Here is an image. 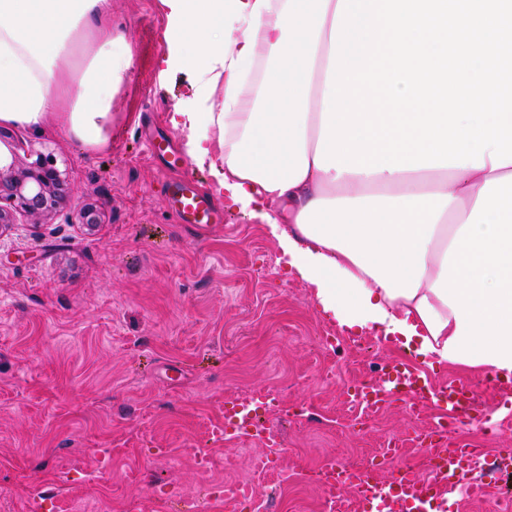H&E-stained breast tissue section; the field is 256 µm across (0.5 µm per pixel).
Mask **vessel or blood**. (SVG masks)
Instances as JSON below:
<instances>
[{"label":"vessel or blood","instance_id":"b4317fda","mask_svg":"<svg viewBox=\"0 0 512 512\" xmlns=\"http://www.w3.org/2000/svg\"><path fill=\"white\" fill-rule=\"evenodd\" d=\"M168 188L169 204L181 223L218 224L223 220V209L192 180L174 179ZM350 399L371 412L399 400L411 401L418 409L429 403L442 407L443 415L426 431L430 475L421 477L413 465L404 462L401 448L392 442L387 448L389 459L396 465L391 479H382L372 469L349 468L331 460L317 472L318 482L327 494L352 492L359 501L360 512H423L426 505L439 499L442 491L461 483L475 497L487 495L486 482L472 476L480 450L458 445L450 439L455 426L468 424L479 411L473 384L458 379L435 387L411 365L388 362L379 381L354 385ZM224 429L239 436L250 432V424L240 418L235 402L224 405Z\"/></svg>","mask_w":512,"mask_h":512}]
</instances>
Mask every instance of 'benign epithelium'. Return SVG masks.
Listing matches in <instances>:
<instances>
[{
	"mask_svg": "<svg viewBox=\"0 0 512 512\" xmlns=\"http://www.w3.org/2000/svg\"><path fill=\"white\" fill-rule=\"evenodd\" d=\"M18 144L0 131V234L30 217L45 222L67 203L65 179L47 158L16 166Z\"/></svg>",
	"mask_w": 512,
	"mask_h": 512,
	"instance_id": "obj_1",
	"label": "benign epithelium"
}]
</instances>
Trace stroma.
Listing matches in <instances>:
<instances>
[{"mask_svg": "<svg viewBox=\"0 0 512 512\" xmlns=\"http://www.w3.org/2000/svg\"><path fill=\"white\" fill-rule=\"evenodd\" d=\"M165 27L159 0H112L107 29L133 66L105 146L10 129L21 165L49 156L72 203L0 238V512H160L186 493L216 512L214 486L244 479L265 512H326L308 469L368 463L392 440L409 463L427 454L411 429L433 409L345 405L348 386L407 352L365 333L325 353L320 336L339 328L265 224L230 208L209 227L172 214L170 173L147 141L161 134L182 148L169 114L195 86L189 71H162ZM77 202L100 224L73 223ZM475 384L481 412L455 439L512 448V388ZM257 391L286 408L270 423L283 448L273 474L253 467L265 443L224 435L225 402ZM509 494L512 472L481 499L455 486L437 512H499Z\"/></svg>", "mask_w": 512, "mask_h": 512, "instance_id": "35a3bbf8", "label": "stroma"}]
</instances>
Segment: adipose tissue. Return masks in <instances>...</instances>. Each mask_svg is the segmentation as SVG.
<instances>
[{"instance_id": "1", "label": "adipose tissue", "mask_w": 512, "mask_h": 512, "mask_svg": "<svg viewBox=\"0 0 512 512\" xmlns=\"http://www.w3.org/2000/svg\"><path fill=\"white\" fill-rule=\"evenodd\" d=\"M111 0H0V124L51 119L108 141L132 66L103 38ZM166 69L192 101L170 114L217 193L266 224L348 331L428 366L512 376V163L337 173L315 164L338 0H160Z\"/></svg>"}]
</instances>
